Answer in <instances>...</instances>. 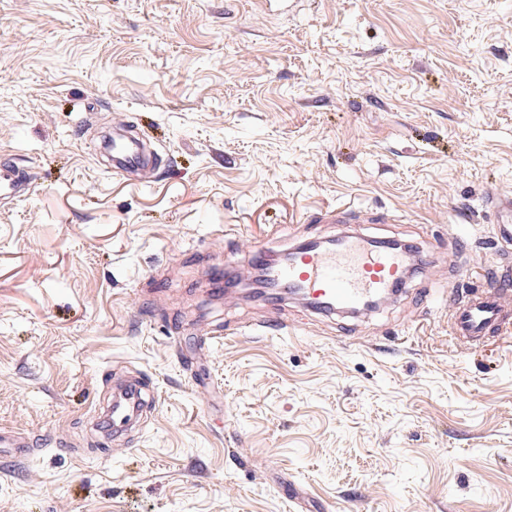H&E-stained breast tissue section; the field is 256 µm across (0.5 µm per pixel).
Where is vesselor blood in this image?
<instances>
[{
    "label": "vessel or blood",
    "mask_w": 512,
    "mask_h": 512,
    "mask_svg": "<svg viewBox=\"0 0 512 512\" xmlns=\"http://www.w3.org/2000/svg\"><path fill=\"white\" fill-rule=\"evenodd\" d=\"M160 159L131 124L112 131L113 171L134 174L141 167L159 165ZM21 166L0 165V200H11L25 189ZM488 205L498 214V235L512 240V193L496 191ZM410 260L407 250L393 243L368 240L353 232L338 234L327 245L301 244L288 254L287 262L269 270L277 288L295 293L311 310L321 304L333 313L357 316L372 301L386 297L389 289L407 281ZM512 282L508 274L488 279L483 291H468L448 312L452 335L461 343L481 346L512 332V305L505 288ZM144 403L140 384H128L114 400L108 418L114 432L126 429Z\"/></svg>",
    "instance_id": "vessel-or-blood-1"
}]
</instances>
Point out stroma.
Here are the masks:
<instances>
[{"mask_svg":"<svg viewBox=\"0 0 512 512\" xmlns=\"http://www.w3.org/2000/svg\"><path fill=\"white\" fill-rule=\"evenodd\" d=\"M124 121L160 168L112 172ZM7 159L0 430L30 450L0 452V512H512V342L448 332L512 266L484 203L512 0H0ZM349 226L427 269L354 318L212 299V268ZM139 378L154 405L107 434ZM26 180L21 166L0 165V200H11L19 196L25 189Z\"/></svg>","mask_w":512,"mask_h":512,"instance_id":"1","label":"stroma"}]
</instances>
